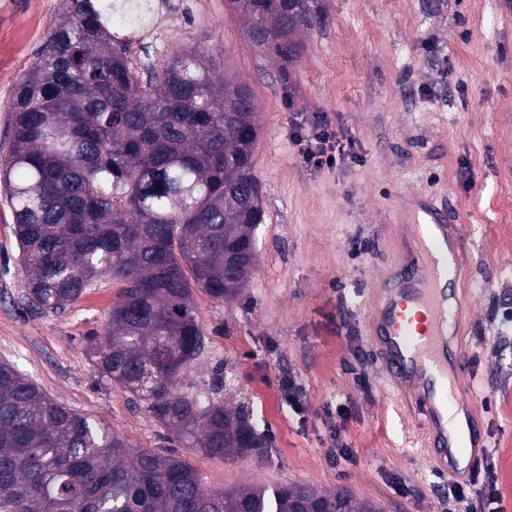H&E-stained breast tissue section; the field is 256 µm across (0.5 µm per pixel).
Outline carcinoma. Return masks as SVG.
Listing matches in <instances>:
<instances>
[{"label":"carcinoma","instance_id":"1","mask_svg":"<svg viewBox=\"0 0 512 512\" xmlns=\"http://www.w3.org/2000/svg\"><path fill=\"white\" fill-rule=\"evenodd\" d=\"M250 41L295 62V36L324 0H229ZM150 19L151 0H69L12 104L0 182L14 208L29 308L64 313L98 278L120 283L104 336L86 339L101 376L213 457L264 447L242 407L180 392L202 353L198 288L235 298L257 262L263 221L260 126L244 84L184 50L143 79L112 30ZM0 512H380L346 488L204 486L173 450L129 448L0 361Z\"/></svg>","mask_w":512,"mask_h":512}]
</instances>
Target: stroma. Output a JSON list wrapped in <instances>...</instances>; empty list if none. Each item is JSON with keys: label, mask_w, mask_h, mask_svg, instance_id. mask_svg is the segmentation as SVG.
<instances>
[{"label": "stroma", "mask_w": 512, "mask_h": 512, "mask_svg": "<svg viewBox=\"0 0 512 512\" xmlns=\"http://www.w3.org/2000/svg\"><path fill=\"white\" fill-rule=\"evenodd\" d=\"M325 5V25L300 34L303 51L287 66L250 42L228 0H157L153 25L129 30L140 73L190 49L255 96L258 262L234 300L194 290L205 350L178 389L245 407L268 447L207 456L99 375L84 345L103 335L116 281L99 278L67 313L29 311L1 190L0 360L128 445L177 451L207 487L298 482L347 488L381 512H444L456 480L435 469L422 418L394 386L372 326L377 297L407 259L399 216L427 199L460 220L454 335L485 443L471 505L485 512L480 489L491 472L502 512H512V323L502 317L512 306V0ZM66 13V0H0V158L14 89ZM320 112L355 142L354 159L332 170L307 167L292 139ZM292 384L304 393L298 410ZM338 441L350 450L335 461Z\"/></svg>", "instance_id": "obj_1"}]
</instances>
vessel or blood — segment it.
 <instances>
[{"instance_id":"vessel-or-blood-1","label":"vessel or blood","mask_w":512,"mask_h":512,"mask_svg":"<svg viewBox=\"0 0 512 512\" xmlns=\"http://www.w3.org/2000/svg\"><path fill=\"white\" fill-rule=\"evenodd\" d=\"M423 227L411 234V265L385 298L375 325L384 346L380 355L396 382L401 383L428 420L423 437L434 451L437 469L455 473L454 454L477 460L483 453L479 438L451 444L448 427L440 412L470 414L472 403L462 394L460 383L449 374H461L464 363L453 354L448 341V323L456 295L441 288V281L454 282L461 275L458 241L450 228L455 214L433 209L422 212Z\"/></svg>"}]
</instances>
